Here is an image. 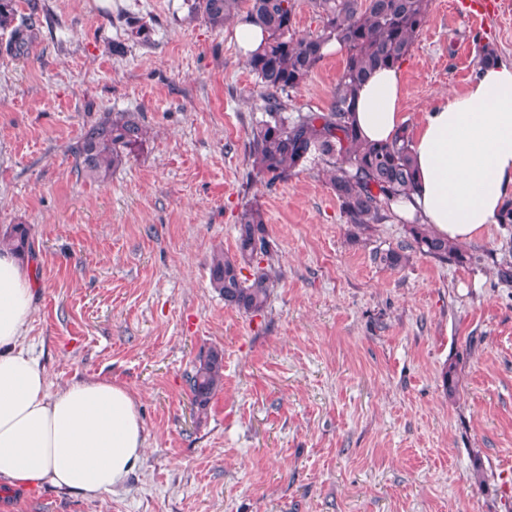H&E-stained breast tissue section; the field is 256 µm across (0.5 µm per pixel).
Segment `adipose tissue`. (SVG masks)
Listing matches in <instances>:
<instances>
[{
    "instance_id": "obj_1",
    "label": "adipose tissue",
    "mask_w": 512,
    "mask_h": 512,
    "mask_svg": "<svg viewBox=\"0 0 512 512\" xmlns=\"http://www.w3.org/2000/svg\"><path fill=\"white\" fill-rule=\"evenodd\" d=\"M398 69L374 70L359 86L353 122L367 142L404 129ZM411 150L418 186L394 209L459 245L480 238L512 198V63L480 68L461 92L430 108ZM34 285L25 260L0 250V487L45 484L98 498L142 461L146 435L124 387L79 380L50 391L27 342Z\"/></svg>"
}]
</instances>
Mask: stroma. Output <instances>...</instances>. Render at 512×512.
Returning <instances> with one entry per match:
<instances>
[{"instance_id":"stroma-1","label":"stroma","mask_w":512,"mask_h":512,"mask_svg":"<svg viewBox=\"0 0 512 512\" xmlns=\"http://www.w3.org/2000/svg\"><path fill=\"white\" fill-rule=\"evenodd\" d=\"M448 2L431 0L399 67L411 129L474 80L482 46L512 63V0L479 20ZM35 3L28 54L0 51V234L30 228L27 337L50 390L125 387L146 448L116 492L0 487V512H512V224L463 245L460 264L420 252L398 217L349 224L321 162L266 186L249 158L264 91L232 27L186 0H19V13ZM344 64L325 55L288 114L329 111ZM108 111L136 113L148 140L93 182L69 148ZM249 202L273 280L254 315L209 283ZM392 249L407 263H381ZM213 347L224 384L199 416L187 377Z\"/></svg>"}]
</instances>
